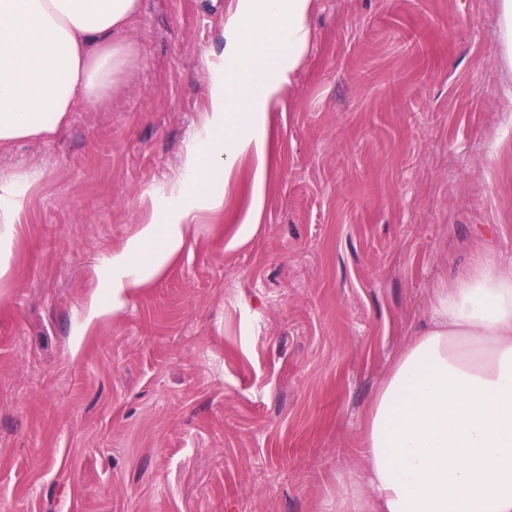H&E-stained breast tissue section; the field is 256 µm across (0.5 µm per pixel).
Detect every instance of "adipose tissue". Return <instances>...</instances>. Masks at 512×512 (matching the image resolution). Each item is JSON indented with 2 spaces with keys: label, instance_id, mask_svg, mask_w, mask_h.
<instances>
[{
  "label": "adipose tissue",
  "instance_id": "obj_1",
  "mask_svg": "<svg viewBox=\"0 0 512 512\" xmlns=\"http://www.w3.org/2000/svg\"><path fill=\"white\" fill-rule=\"evenodd\" d=\"M312 0H237L204 137L174 205L109 260L113 307L178 254L194 211L218 206L254 161L241 240L258 229L268 177V111L304 55ZM141 0H0V148L54 133L111 91L130 64L123 38ZM361 512H512V263L489 260L435 288L426 324L365 416Z\"/></svg>",
  "mask_w": 512,
  "mask_h": 512
}]
</instances>
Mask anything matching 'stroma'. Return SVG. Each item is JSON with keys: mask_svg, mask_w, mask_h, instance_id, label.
<instances>
[{"mask_svg": "<svg viewBox=\"0 0 512 512\" xmlns=\"http://www.w3.org/2000/svg\"><path fill=\"white\" fill-rule=\"evenodd\" d=\"M236 0H142L118 87L0 151V512H355L365 412L434 288L512 262L498 0H313L252 190L114 313L107 260L177 182ZM24 189L19 183L0 185V223L15 224L22 205Z\"/></svg>", "mask_w": 512, "mask_h": 512, "instance_id": "stroma-1", "label": "stroma"}]
</instances>
